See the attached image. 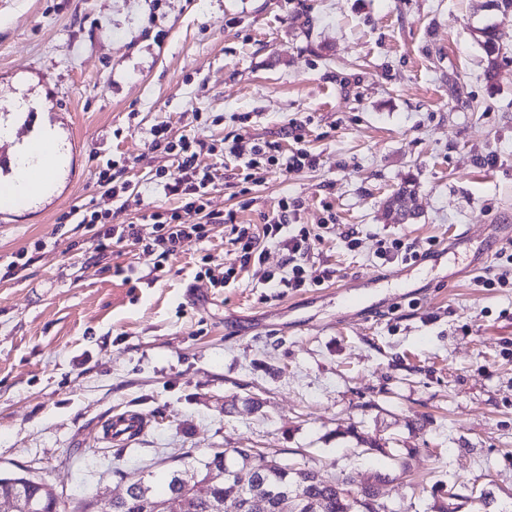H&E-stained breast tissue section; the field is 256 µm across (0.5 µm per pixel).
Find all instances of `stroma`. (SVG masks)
Listing matches in <instances>:
<instances>
[{
	"label": "stroma",
	"instance_id": "stroma-1",
	"mask_svg": "<svg viewBox=\"0 0 512 512\" xmlns=\"http://www.w3.org/2000/svg\"><path fill=\"white\" fill-rule=\"evenodd\" d=\"M489 21L512 52L487 0H0V120L26 136L11 103L37 105L63 160L51 190L0 217V471L109 512L184 457L253 448L353 490L382 476L390 512H438L451 487L461 512L512 505V285L475 284L506 270L489 227L512 225V60L486 83L473 30ZM157 125L316 156L252 188L208 157L207 208L259 224L294 203L288 231L322 230L307 262L331 281L266 287L286 251L267 243L240 270L221 224L147 256L61 223L85 205L111 225L177 207L150 182L176 168L150 146ZM113 160L138 202L99 186ZM410 178L417 217L393 223L386 201ZM393 238L421 262L379 259ZM214 265L240 274L215 286ZM340 286L364 301L349 323ZM126 412L144 432L106 440Z\"/></svg>",
	"mask_w": 512,
	"mask_h": 512
}]
</instances>
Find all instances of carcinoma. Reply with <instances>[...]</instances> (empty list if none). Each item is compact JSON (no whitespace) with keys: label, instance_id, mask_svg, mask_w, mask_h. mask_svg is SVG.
<instances>
[{"label":"carcinoma","instance_id":"1","mask_svg":"<svg viewBox=\"0 0 512 512\" xmlns=\"http://www.w3.org/2000/svg\"><path fill=\"white\" fill-rule=\"evenodd\" d=\"M474 37L484 53V77L490 83L499 66L497 53L500 52V44L496 26L489 24L478 28ZM414 194L415 182L409 179L389 198L387 216L396 223H402L400 213L405 211V205ZM267 462V457L254 453L251 448H233L214 453L209 461L193 468L198 475L199 487L188 491V512H252L251 508L245 506L247 500L271 492L276 496L269 499V512H351L348 491L340 480L282 463L270 468ZM238 464L250 467L255 481L234 500L228 501L224 495V471L232 470ZM183 473L184 470L179 468L171 470L166 478L165 492L161 495L150 492L148 485L138 487L130 495L113 501L112 512H140V502L147 499L164 504L183 490L180 484ZM14 491L32 501L39 512H59L57 499L45 495L42 482L26 476L0 473V494L8 496ZM357 495L361 512H391L379 500L377 485L363 487Z\"/></svg>","mask_w":512,"mask_h":512}]
</instances>
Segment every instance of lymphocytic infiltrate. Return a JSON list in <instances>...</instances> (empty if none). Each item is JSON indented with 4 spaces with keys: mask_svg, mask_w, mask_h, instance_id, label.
<instances>
[{
    "mask_svg": "<svg viewBox=\"0 0 512 512\" xmlns=\"http://www.w3.org/2000/svg\"><path fill=\"white\" fill-rule=\"evenodd\" d=\"M151 146L171 153L177 161L175 171L157 172L152 182L155 189L165 197L176 199L178 206L170 216L154 214L152 232L148 235L144 234L141 225L108 226L98 212L80 210L81 223L96 226L100 249L106 250L118 243L131 242L141 245L143 253L148 255L158 249L169 253L184 241L203 240L207 225L223 223V216L206 209V197L215 179V169L203 164V157L218 154L233 159L244 170L258 169L263 161L293 171L316 164L315 157L307 150L301 148L290 152L276 141L246 145L235 140L218 148L199 138L170 139L161 128L153 129ZM287 224L288 209L284 206L277 212L265 215L263 225L230 224L228 241L239 250L242 267L261 263L264 244L272 240L287 251L291 268L277 274L265 273L264 281L270 287L299 289L311 283L319 285L330 279V269L316 272L304 264L314 243L310 231L303 228L297 235L288 237L283 233Z\"/></svg>",
    "mask_w": 512,
    "mask_h": 512,
    "instance_id": "lymphocytic-infiltrate-1",
    "label": "lymphocytic infiltrate"
}]
</instances>
